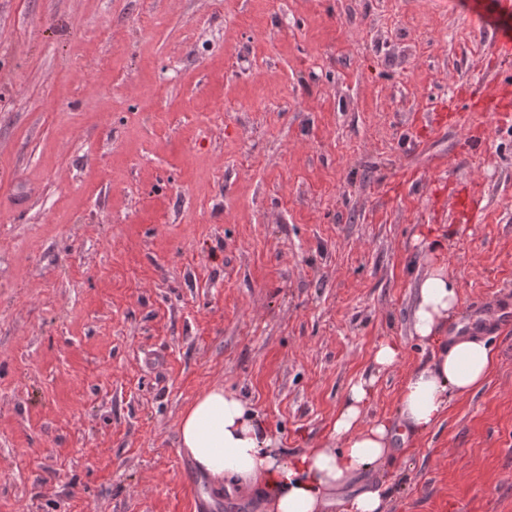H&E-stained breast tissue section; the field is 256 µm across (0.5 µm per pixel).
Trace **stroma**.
I'll use <instances>...</instances> for the list:
<instances>
[{
    "mask_svg": "<svg viewBox=\"0 0 512 512\" xmlns=\"http://www.w3.org/2000/svg\"><path fill=\"white\" fill-rule=\"evenodd\" d=\"M508 38L502 0H0V512H263L178 446L216 384L287 454L362 377L395 420L418 272L445 261L460 327L512 302ZM486 339L387 512H512V328ZM402 352L403 345L401 342L386 338L375 347L372 361L378 368V371H385L393 367L399 361Z\"/></svg>",
    "mask_w": 512,
    "mask_h": 512,
    "instance_id": "35a3bbf8",
    "label": "stroma"
}]
</instances>
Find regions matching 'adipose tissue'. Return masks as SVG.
Instances as JSON below:
<instances>
[{
	"label": "adipose tissue",
	"mask_w": 512,
	"mask_h": 512,
	"mask_svg": "<svg viewBox=\"0 0 512 512\" xmlns=\"http://www.w3.org/2000/svg\"><path fill=\"white\" fill-rule=\"evenodd\" d=\"M459 307V288L447 265L427 266L416 283L411 335L430 347L433 362L412 372L399 392L397 415L405 434L430 430L452 400L485 383L494 365L483 337L447 338L446 325ZM372 386L367 379L353 383L329 439L286 456L252 405L218 384L183 411L178 443L212 485L240 497L263 491L268 512H328L338 490L392 453L390 423L364 418Z\"/></svg>",
	"instance_id": "obj_1"
}]
</instances>
